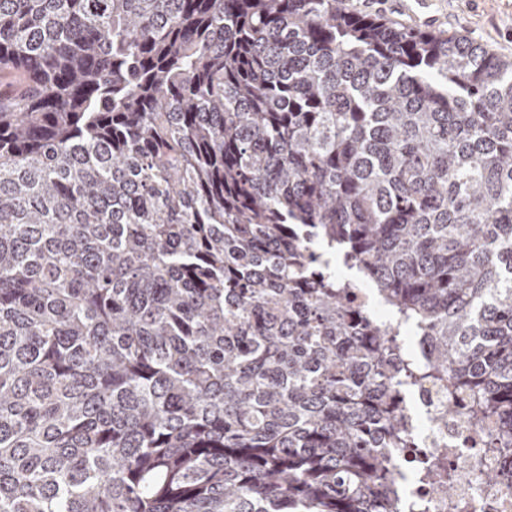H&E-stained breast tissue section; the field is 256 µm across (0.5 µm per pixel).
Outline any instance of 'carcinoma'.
<instances>
[{"label": "carcinoma", "instance_id": "carcinoma-1", "mask_svg": "<svg viewBox=\"0 0 512 512\" xmlns=\"http://www.w3.org/2000/svg\"><path fill=\"white\" fill-rule=\"evenodd\" d=\"M0 80V512H386L397 340L313 238L512 420V56L342 0H0Z\"/></svg>", "mask_w": 512, "mask_h": 512}]
</instances>
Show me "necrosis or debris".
<instances>
[{"mask_svg":"<svg viewBox=\"0 0 512 512\" xmlns=\"http://www.w3.org/2000/svg\"><path fill=\"white\" fill-rule=\"evenodd\" d=\"M398 398L414 444L396 470L395 512H451L447 498L417 479L411 463L417 454L443 460L465 512H512V459L496 448L490 429L466 415L471 398L429 379L400 384ZM490 472L500 474V481H488Z\"/></svg>","mask_w":512,"mask_h":512,"instance_id":"4bbe7bcc","label":"necrosis or debris"}]
</instances>
